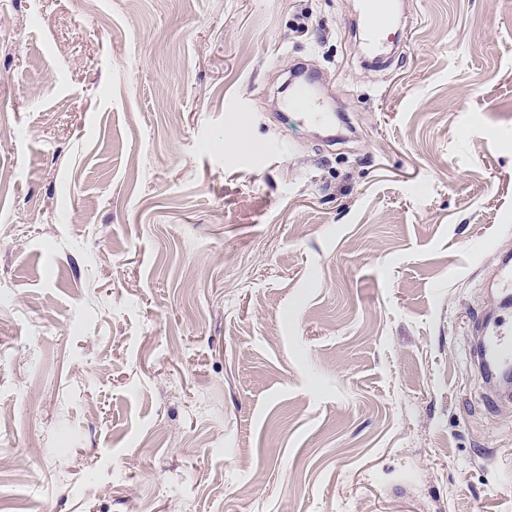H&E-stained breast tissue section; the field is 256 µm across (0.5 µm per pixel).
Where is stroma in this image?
<instances>
[{"mask_svg":"<svg viewBox=\"0 0 512 512\" xmlns=\"http://www.w3.org/2000/svg\"><path fill=\"white\" fill-rule=\"evenodd\" d=\"M395 6L385 69L361 0H0V504L512 512V0ZM294 78H290L288 82V97L282 103V113H279L281 120L285 123H288V120H295L314 125H330L334 114L313 112L315 106L311 102L308 84L306 81L296 83L293 81ZM477 343L478 364L485 369V361L491 359L500 367H512V321L496 319L479 330Z\"/></svg>","mask_w":512,"mask_h":512,"instance_id":"1","label":"stroma"}]
</instances>
